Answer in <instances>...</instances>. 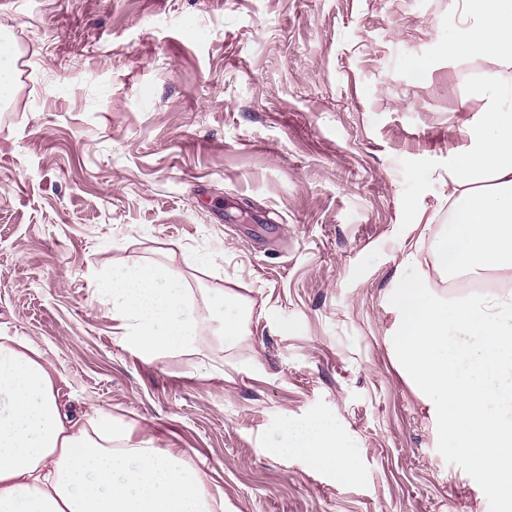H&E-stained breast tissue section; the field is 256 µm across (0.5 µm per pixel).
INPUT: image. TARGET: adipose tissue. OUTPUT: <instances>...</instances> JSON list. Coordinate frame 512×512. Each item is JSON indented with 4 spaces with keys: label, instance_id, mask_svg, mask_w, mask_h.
<instances>
[{
    "label": "adipose tissue",
    "instance_id": "1",
    "mask_svg": "<svg viewBox=\"0 0 512 512\" xmlns=\"http://www.w3.org/2000/svg\"><path fill=\"white\" fill-rule=\"evenodd\" d=\"M458 15L451 52L488 63L469 95L482 103L463 130L468 144L448 168V224L429 247L414 244L416 263L428 251L441 274L512 270V0H454ZM116 314L138 346L154 354L185 347L208 326L225 343L240 336L247 316L230 291L207 313L188 306L163 265H132L102 282ZM237 308L235 318L225 306ZM281 453L308 457L345 477L352 460L324 421L290 426ZM200 475L153 438L130 443L111 413L94 409L88 425L61 413L52 371L30 348L0 343V512H213Z\"/></svg>",
    "mask_w": 512,
    "mask_h": 512
}]
</instances>
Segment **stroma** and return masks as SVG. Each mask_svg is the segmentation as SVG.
<instances>
[{"mask_svg":"<svg viewBox=\"0 0 512 512\" xmlns=\"http://www.w3.org/2000/svg\"><path fill=\"white\" fill-rule=\"evenodd\" d=\"M456 24L452 0H0V338L39 352L61 412L109 410L224 512H489L388 344L481 110ZM149 262L195 309L240 295L238 341L141 351L100 285ZM315 419L347 477L277 454ZM15 57L12 52L1 49L0 53V94H10L14 87Z\"/></svg>","mask_w":512,"mask_h":512,"instance_id":"35a3bbf8","label":"stroma"}]
</instances>
